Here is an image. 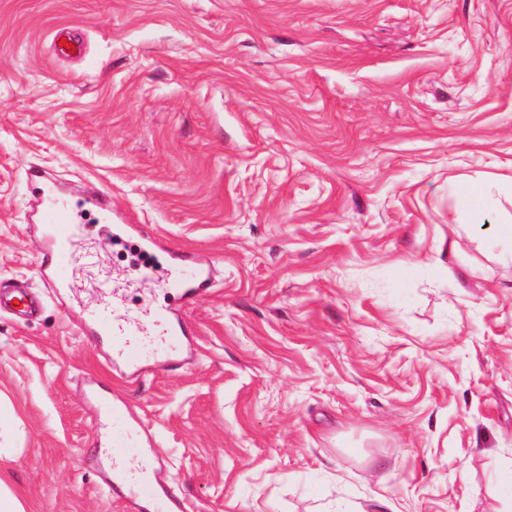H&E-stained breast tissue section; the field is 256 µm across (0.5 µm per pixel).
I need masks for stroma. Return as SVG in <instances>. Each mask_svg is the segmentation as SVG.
Listing matches in <instances>:
<instances>
[{
  "mask_svg": "<svg viewBox=\"0 0 512 512\" xmlns=\"http://www.w3.org/2000/svg\"><path fill=\"white\" fill-rule=\"evenodd\" d=\"M511 175L512 0H0V283L43 300L0 313L26 512H151L116 443L180 512H512ZM46 187L156 249L84 222L51 287ZM104 279L181 352L113 363L80 319ZM154 335L166 340L169 345L175 346L179 336L183 334L182 324H175L165 310L153 313ZM133 448L113 447L110 449V459L116 484L125 482L129 475V470L134 463L139 461Z\"/></svg>",
  "mask_w": 512,
  "mask_h": 512,
  "instance_id": "35a3bbf8",
  "label": "stroma"
}]
</instances>
